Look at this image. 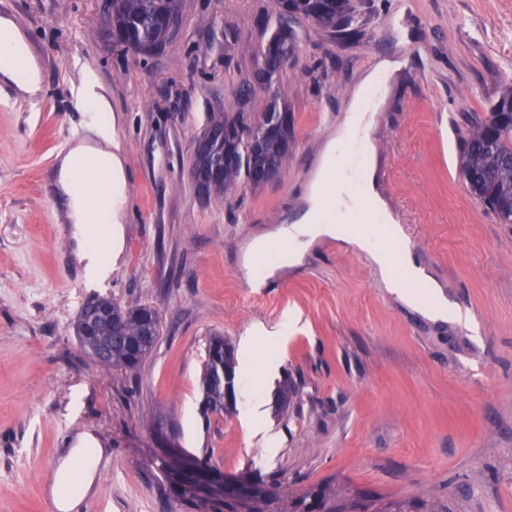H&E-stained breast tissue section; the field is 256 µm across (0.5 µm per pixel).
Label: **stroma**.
<instances>
[{"instance_id": "stroma-1", "label": "stroma", "mask_w": 512, "mask_h": 512, "mask_svg": "<svg viewBox=\"0 0 512 512\" xmlns=\"http://www.w3.org/2000/svg\"><path fill=\"white\" fill-rule=\"evenodd\" d=\"M353 2L351 39L293 20L298 48L270 85L257 50L276 0H183L172 47L146 60L113 46L104 0H0L44 87L27 100L0 79V512H58L50 476L82 434L106 454L79 512H221L218 495L184 498L164 460L260 487L239 512L303 495L512 512V224L459 170L468 117L512 85V0ZM382 58L402 64L372 137L400 228L387 260L401 281L400 254L413 253L456 312L445 322L402 303L342 240H317L292 267L281 241L244 257L257 234L301 219L325 144ZM88 72L112 104L126 179L123 252L97 289L53 185L84 128L74 91ZM246 83L247 103L235 94ZM274 97L291 121L279 179L199 196L188 172L209 115ZM95 294L158 310L162 335L137 372L80 349L72 324ZM261 326L284 336L268 342ZM215 335L238 364L232 404L211 413L201 377Z\"/></svg>"}]
</instances>
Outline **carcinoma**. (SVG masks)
Returning a JSON list of instances; mask_svg holds the SVG:
<instances>
[{"mask_svg": "<svg viewBox=\"0 0 512 512\" xmlns=\"http://www.w3.org/2000/svg\"><path fill=\"white\" fill-rule=\"evenodd\" d=\"M279 24L261 51L263 74L272 82L297 48L288 19L301 16L346 37L351 29L353 0H277ZM112 43L125 51L150 57L171 44V23L182 18V0H109L107 8ZM287 114L274 100L260 112L213 114L207 127L217 128L222 138L195 154V171L203 176L206 196L222 195L241 182L254 188L267 184L265 176L282 171L287 153ZM222 177L208 180L212 169ZM460 170L469 192L483 202L504 224H512V87L500 92L486 115L475 120L461 141ZM80 345L98 350L102 366L135 371L157 344L161 327L152 307L126 308L108 296H94L81 306L74 321ZM234 356L224 337L209 342L204 364L203 407L224 409L233 387Z\"/></svg>", "mask_w": 512, "mask_h": 512, "instance_id": "1", "label": "carcinoma"}]
</instances>
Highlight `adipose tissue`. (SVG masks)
Listing matches in <instances>:
<instances>
[{"label": "adipose tissue", "mask_w": 512, "mask_h": 512, "mask_svg": "<svg viewBox=\"0 0 512 512\" xmlns=\"http://www.w3.org/2000/svg\"><path fill=\"white\" fill-rule=\"evenodd\" d=\"M395 65L380 62L360 81L359 91L350 100L343 123L326 144L306 202L305 222L293 227H279L255 238L250 248L259 251L267 240L295 239L306 235L316 238L328 235L342 239L367 252L376 262L390 290L399 300L415 305L413 294L390 273L381 243L384 236L396 233L394 216L387 202L376 189V167L367 173L366 203L377 208L385 227L372 235L356 233L345 224L321 222L320 212L325 193H332L342 209H349L346 181H339L331 191H324L322 173L333 163L337 150L343 148L352 135L368 136L373 129L362 112L364 93L373 87H386ZM0 77L12 81L28 99H36L43 91L40 71L29 51V43L21 29L7 17L0 18ZM79 103L88 110L83 135L75 138L56 161L57 188L64 203L65 219L75 227L76 257L88 283L106 281L112 274L122 248L124 220V169L118 153L109 151L112 142V108L97 90L93 75H85L76 90ZM104 456L103 449L80 445L69 451L56 469L51 494L58 512H77L91 493L97 466Z\"/></svg>", "instance_id": "obj_1"}]
</instances>
